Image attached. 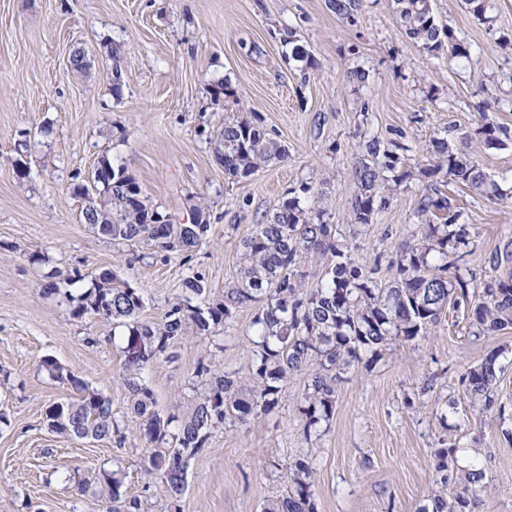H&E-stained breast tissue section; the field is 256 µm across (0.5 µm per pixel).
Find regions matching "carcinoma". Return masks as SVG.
Segmentation results:
<instances>
[{
	"label": "carcinoma",
	"instance_id": "obj_1",
	"mask_svg": "<svg viewBox=\"0 0 512 512\" xmlns=\"http://www.w3.org/2000/svg\"><path fill=\"white\" fill-rule=\"evenodd\" d=\"M394 3L397 25L424 52L433 57L446 52L456 61L470 59V46L436 22L432 0ZM330 6L347 21L356 22L359 0H330ZM502 133L504 130L494 125L478 129L491 147L503 145ZM220 137L223 150L218 157L225 179L231 182L286 156L285 148L266 132L259 118L226 116ZM468 140V133L455 126L432 139L428 165L417 173L427 179L415 210L424 219L421 232L400 247L389 266L391 280L384 286L373 277L375 269H366L355 258L359 231L391 206L395 192L415 173L400 155L405 147L375 137L359 143L352 165L358 192L348 211L351 238L336 236L334 225L324 220V210L301 206V198L312 192L310 184L302 183L242 241L237 281L224 289L220 299L192 304L193 298L207 292L204 279L193 275L184 281V298L173 302L160 321L149 322L139 319L144 303L141 292L115 272L102 271L85 288L81 286L85 276L76 271L67 279V284L75 287L73 291L61 290L53 281L55 274L46 275L43 291L63 294L73 318L90 315L125 328L122 377L131 394L130 409L141 420V436L147 444L143 468L171 497L170 508H178L177 496L187 488L188 460L206 447L211 433L224 426L226 419L246 423L272 411L288 379L314 365L299 408L308 436L334 414L337 370L367 354L373 359L381 357L393 341H410L426 334L448 302L469 299L476 273L457 263L472 252L469 224L462 208L441 191V180L468 187L490 201L503 200V193L467 153ZM95 168L110 170L111 183L97 186L94 197L86 182L73 187L75 195L88 200L82 216L93 233L118 245L142 242L158 253L188 252L206 237L210 229L207 207H194L189 224H153L151 217L158 211L146 204L141 186L125 166H115L103 156ZM313 253L330 260L321 279L309 287L302 282L300 268ZM485 263L489 276L471 305L470 326L475 336L512 327V237L491 251ZM252 304L259 305L253 321L255 388L247 393L230 377L215 372L211 364L201 362L195 375L203 388L194 411L188 416L174 412L165 416L155 410L154 393L143 380L153 360L163 355L173 358L171 347L187 329L202 340L212 337L237 309ZM498 358L497 352L489 355L461 377L466 396L483 411L495 402ZM41 367L51 379L68 383L78 392L76 398L47 408L45 421L51 432L61 439L95 441H110L120 435L109 398L52 358L43 359ZM455 452L454 447L437 452L443 488L454 479L448 461L454 459ZM311 477L305 460L292 462L288 491L267 503L263 512H317ZM484 478V471L471 464L464 474L470 487L452 497L442 491L434 494L432 512H471L468 491L476 490ZM122 487L121 470L101 468L79 480L77 491L92 492L104 501L106 512H147L148 500L129 496Z\"/></svg>",
	"mask_w": 512,
	"mask_h": 512
}]
</instances>
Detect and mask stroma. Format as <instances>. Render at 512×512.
<instances>
[{
    "mask_svg": "<svg viewBox=\"0 0 512 512\" xmlns=\"http://www.w3.org/2000/svg\"><path fill=\"white\" fill-rule=\"evenodd\" d=\"M491 23L462 0H433L439 21L469 43L471 57L449 61L421 52L400 31L392 0H361L356 22L329 0H0V512H105L103 501L77 494L84 473L120 465L128 495L166 500L142 466L140 420L122 379L121 341L113 324L73 318L60 296H47L73 272L94 278L116 270L141 291L140 317L159 321L198 274L212 296L237 278L240 244L291 188L310 183L306 207H322L345 226L354 147L360 136L404 146L422 167L433 137L448 126L468 132V151L502 189L512 188V0H492ZM294 37L308 53L294 60ZM84 55L82 71L71 65ZM365 70V86L348 79ZM228 80L232 98L214 96ZM257 115L287 150L237 182L224 178L215 150L225 117ZM507 133L488 147L478 128ZM50 126V135L40 132ZM125 165L147 204L175 223L190 221L199 200L210 229L190 254L164 255L113 244L82 222L85 203L73 176L100 157ZM30 175L19 180L17 166ZM420 180L369 225L358 256L391 278L390 258L419 228ZM474 244L465 262L481 271L485 254L512 234V198L490 202L449 184ZM45 254L30 263L33 251ZM256 307L239 308L213 341L189 335L174 359H157L146 382L160 413H190L195 370L212 364L251 385ZM470 306L447 307L426 335L393 344L375 361L352 363L336 383L328 429L307 436L298 408L305 379L292 377L278 405L247 424L226 421L189 462L179 512H262L288 488L293 459L314 471L318 512H419L436 484L437 449L469 450L483 468L473 512H512V328L475 337ZM502 371L490 411L473 410L460 377L489 353ZM51 357L107 396L125 437L62 441L46 425L53 402L75 397L50 379Z\"/></svg>",
    "mask_w": 512,
    "mask_h": 512,
    "instance_id": "1",
    "label": "stroma"
}]
</instances>
